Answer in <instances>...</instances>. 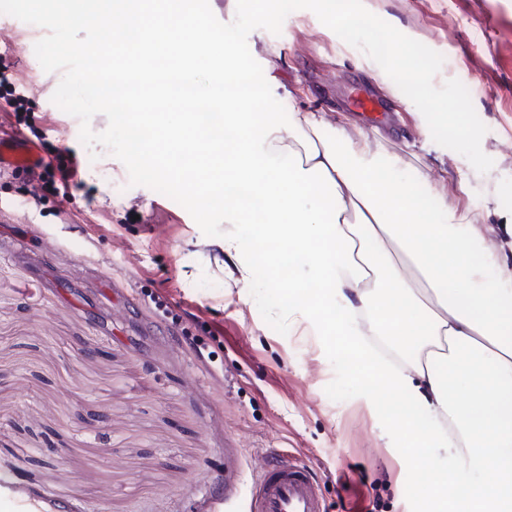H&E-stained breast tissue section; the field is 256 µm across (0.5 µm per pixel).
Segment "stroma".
<instances>
[{
    "mask_svg": "<svg viewBox=\"0 0 512 512\" xmlns=\"http://www.w3.org/2000/svg\"><path fill=\"white\" fill-rule=\"evenodd\" d=\"M363 3L443 56L435 86L468 89L489 172L436 144L413 102L358 69L363 52L312 11L248 40L282 48L295 99L380 132L385 158L401 160L384 177L500 226L512 215V0ZM29 31L0 14V66L28 99L31 146L48 162L63 150L76 174L44 208L29 205L25 174L0 175V479L40 512H212L227 493L246 500L274 451L310 467L328 512H436L386 433L397 398L361 402L349 357L294 322L272 266L246 249L227 257L180 204L84 146Z\"/></svg>",
    "mask_w": 512,
    "mask_h": 512,
    "instance_id": "obj_1",
    "label": "stroma"
}]
</instances>
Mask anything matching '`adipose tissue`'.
Masks as SVG:
<instances>
[{"instance_id":"obj_1","label":"adipose tissue","mask_w":512,"mask_h":512,"mask_svg":"<svg viewBox=\"0 0 512 512\" xmlns=\"http://www.w3.org/2000/svg\"><path fill=\"white\" fill-rule=\"evenodd\" d=\"M69 24L139 25L135 42L95 48L112 67L100 102L144 128L131 164L160 170L201 203L224 200V221L250 224L256 260L300 264L271 285L302 298L297 315L332 337L360 378L403 400L387 431L409 451L413 474L436 475L443 512L457 481L465 512H512V224L503 235L458 219L436 195L423 197L382 172L378 131L331 126L325 113L295 105L283 53L261 43L251 67L236 49L198 38L184 0H67ZM172 57V70L155 66ZM193 96L183 102L179 84Z\"/></svg>"}]
</instances>
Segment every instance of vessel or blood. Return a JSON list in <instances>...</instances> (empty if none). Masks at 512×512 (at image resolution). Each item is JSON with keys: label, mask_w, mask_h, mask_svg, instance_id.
<instances>
[{"label": "vessel or blood", "mask_w": 512, "mask_h": 512, "mask_svg": "<svg viewBox=\"0 0 512 512\" xmlns=\"http://www.w3.org/2000/svg\"><path fill=\"white\" fill-rule=\"evenodd\" d=\"M37 153L21 139H0V170L18 171L35 164ZM326 503L312 472L279 455L267 457L244 512H325Z\"/></svg>", "instance_id": "obj_1"}]
</instances>
